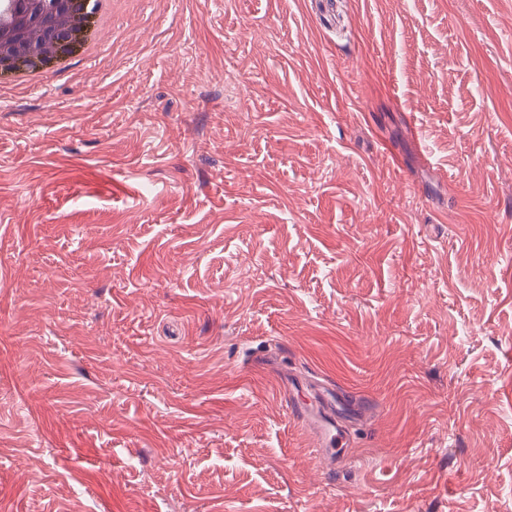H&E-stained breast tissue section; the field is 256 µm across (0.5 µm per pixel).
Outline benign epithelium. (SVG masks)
<instances>
[{
    "instance_id": "7a95c632",
    "label": "benign epithelium",
    "mask_w": 512,
    "mask_h": 512,
    "mask_svg": "<svg viewBox=\"0 0 512 512\" xmlns=\"http://www.w3.org/2000/svg\"><path fill=\"white\" fill-rule=\"evenodd\" d=\"M85 19L75 12H62L54 19L29 28L27 37L16 40L0 35V71L5 67L23 64L30 59L47 62L60 51L79 44Z\"/></svg>"
}]
</instances>
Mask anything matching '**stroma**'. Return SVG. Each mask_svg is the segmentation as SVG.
<instances>
[{
    "mask_svg": "<svg viewBox=\"0 0 512 512\" xmlns=\"http://www.w3.org/2000/svg\"><path fill=\"white\" fill-rule=\"evenodd\" d=\"M0 512H512V0H118L0 84ZM284 382L288 391V407L292 415L300 418L311 430L319 442L320 449L327 451L335 442L336 445L342 442L343 431L336 415L344 414L348 408L342 400L341 392L334 387H323L310 392L304 380L289 374L284 376ZM292 392H296L297 397L291 396Z\"/></svg>",
    "mask_w": 512,
    "mask_h": 512,
    "instance_id": "1",
    "label": "stroma"
}]
</instances>
